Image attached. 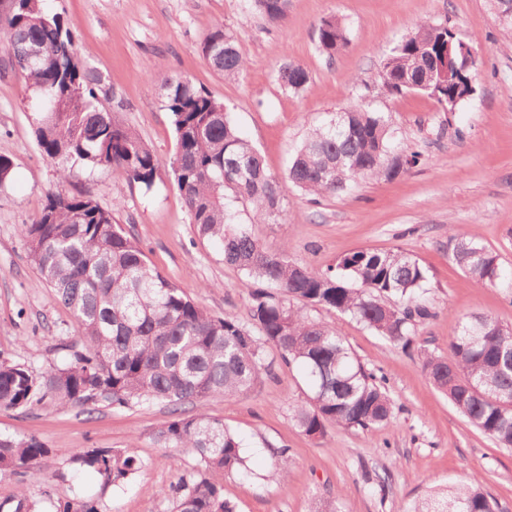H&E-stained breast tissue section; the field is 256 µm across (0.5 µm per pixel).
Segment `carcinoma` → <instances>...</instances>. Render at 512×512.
Returning <instances> with one entry per match:
<instances>
[{
	"mask_svg": "<svg viewBox=\"0 0 512 512\" xmlns=\"http://www.w3.org/2000/svg\"><path fill=\"white\" fill-rule=\"evenodd\" d=\"M272 24L288 16L289 0H252ZM455 33L446 23H422L384 60L380 88L389 95L422 93L441 111L453 113L475 91L476 59L465 68L438 69ZM347 44L334 16L317 27L318 51L332 59ZM37 45L36 64L25 49ZM0 48L11 70L31 91L37 117L34 135L43 156L59 165L106 168L149 190L161 169L156 151L107 110L101 78L85 67L63 17L42 0H9L0 10ZM209 67L236 80L248 63L233 32L212 27L200 42ZM163 90L175 149L169 158L175 184L196 232L220 244L224 263L240 271L249 288L250 325L214 316L153 267L139 239L114 223L112 210L89 192L58 188L40 213L23 225L27 253L38 283L51 288L73 313L77 342L68 360L48 370L0 358V409L28 411L46 399L90 413L98 404L130 408L147 403L169 407V418L152 433L164 448L190 449L197 458L168 493L170 512H236L224 499L222 480L246 472L239 436L205 413L183 405L211 397L238 396L270 373L266 348L298 368L310 396L292 408L303 434L324 437L329 426L374 429L394 420L395 406L384 381L357 359L336 327L303 307L347 315L407 350L416 328L432 316L422 298L428 270L399 250H362L325 270L288 258L287 247L271 249L239 221L236 204L254 224H278L285 216L288 186L314 196L335 195L369 178L394 179L415 167L420 153L391 148L384 116L354 108L343 119L312 129L280 179L265 169L224 102L178 75L148 73ZM283 87L302 92L308 70L283 62L275 75ZM453 262L480 286L501 277L498 257L474 236L449 234ZM302 303V307L294 303ZM512 352V329L488 315L465 317L446 353H424L423 368L455 409L501 448H512V369L501 358ZM137 443L125 448L79 451L73 462L107 484L129 479L146 467ZM271 470L288 475L289 448L267 447ZM51 450L36 438L0 435V471L19 478L17 512L26 507L31 483L43 476ZM53 512H101L96 501L59 500ZM402 512H500L497 499L474 480L436 492Z\"/></svg>",
	"mask_w": 512,
	"mask_h": 512,
	"instance_id": "cac0c4a2",
	"label": "carcinoma"
}]
</instances>
